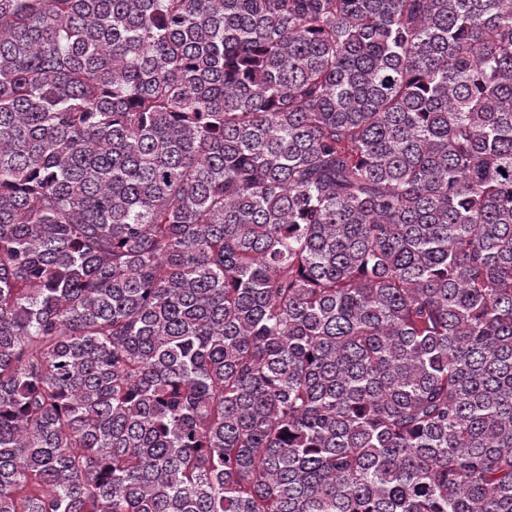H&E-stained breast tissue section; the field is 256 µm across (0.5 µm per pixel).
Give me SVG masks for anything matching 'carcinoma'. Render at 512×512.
<instances>
[{"label":"carcinoma","instance_id":"obj_1","mask_svg":"<svg viewBox=\"0 0 512 512\" xmlns=\"http://www.w3.org/2000/svg\"><path fill=\"white\" fill-rule=\"evenodd\" d=\"M0 512H512V0H0Z\"/></svg>","mask_w":512,"mask_h":512}]
</instances>
